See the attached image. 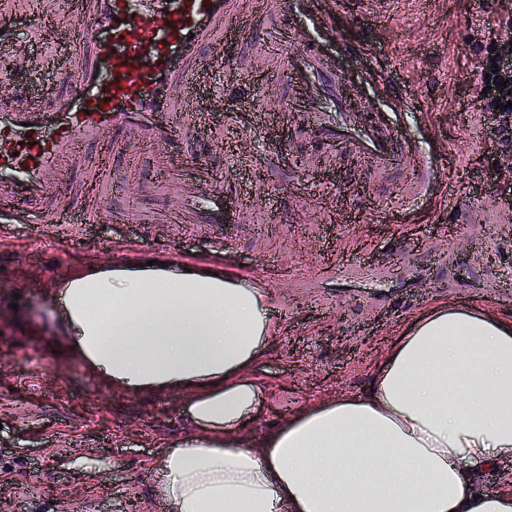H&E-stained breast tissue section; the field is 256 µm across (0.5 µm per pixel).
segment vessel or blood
I'll return each instance as SVG.
<instances>
[{
  "label": "vessel or blood",
  "instance_id": "1",
  "mask_svg": "<svg viewBox=\"0 0 512 512\" xmlns=\"http://www.w3.org/2000/svg\"><path fill=\"white\" fill-rule=\"evenodd\" d=\"M241 7V0H79L63 24L78 42L76 62L64 64L68 89L49 95L27 86L23 104L0 107V216L10 224L36 218L45 230L94 224L108 210L115 223L126 224L132 196L160 194L172 182L188 185L204 174L209 197L202 202L186 194L181 221L223 225L228 191L199 149L200 125L189 102L204 94L208 71L223 66ZM259 14L262 30L288 57L291 91L282 111L306 113L310 137L321 148L344 145L378 172L408 176L413 194L432 192L430 162L378 112L355 106L338 59L318 44L296 41L288 0H261ZM107 129L118 152H127L130 132L152 147L148 181L113 169V153L101 152L96 165L86 167L87 150L98 149ZM287 156L286 145L274 142L261 171L293 182ZM73 169L84 176L61 194L49 175Z\"/></svg>",
  "mask_w": 512,
  "mask_h": 512
}]
</instances>
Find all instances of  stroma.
<instances>
[{"instance_id": "35a3bbf8", "label": "stroma", "mask_w": 512, "mask_h": 512, "mask_svg": "<svg viewBox=\"0 0 512 512\" xmlns=\"http://www.w3.org/2000/svg\"><path fill=\"white\" fill-rule=\"evenodd\" d=\"M72 9L73 0H28L10 27L11 69L65 90L53 65L31 69L27 30ZM309 9L293 0L296 32L331 54L341 39L360 48L343 60L349 86L430 160L435 197L410 198L404 176L376 175L341 147L318 150L291 112L281 123L300 189L257 179L261 125L229 120L223 137L205 143L238 212L223 237L107 215L74 237L0 233V512H166L153 495L155 469L190 430L183 396L114 393L57 342L46 290L72 269L139 256L216 259L261 283L274 332L249 370L267 390L244 427L254 449L306 403L365 388L388 346L433 305L512 316L499 294L512 283V221L490 235L484 227L512 190L495 176L507 152L476 110L479 65L512 31V0H335L326 28L312 25ZM483 18L489 29L473 34ZM226 56L199 110L277 109L289 92L285 60L256 13L240 20ZM230 78L239 97L224 91ZM286 212L293 219L284 223Z\"/></svg>"}]
</instances>
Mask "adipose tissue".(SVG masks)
Wrapping results in <instances>:
<instances>
[{
    "label": "adipose tissue",
    "mask_w": 512,
    "mask_h": 512,
    "mask_svg": "<svg viewBox=\"0 0 512 512\" xmlns=\"http://www.w3.org/2000/svg\"><path fill=\"white\" fill-rule=\"evenodd\" d=\"M59 339L113 390L185 393L195 431L170 446V512H512L479 478L512 458V318L433 306L361 392L299 408L260 450L244 421L265 398L245 369L269 299L228 271L164 261L78 268L49 292Z\"/></svg>",
    "instance_id": "obj_1"
}]
</instances>
